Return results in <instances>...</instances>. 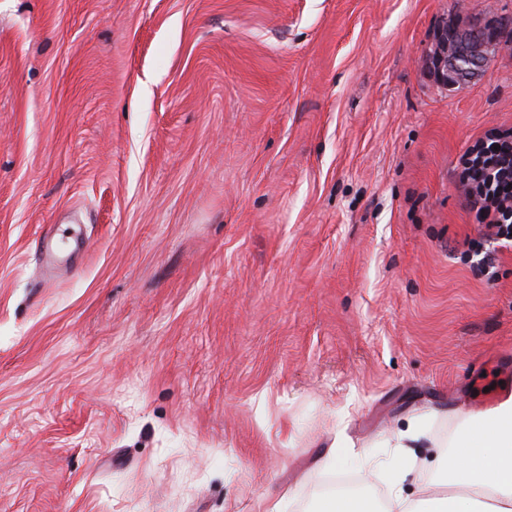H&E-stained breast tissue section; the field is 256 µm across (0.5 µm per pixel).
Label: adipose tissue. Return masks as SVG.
<instances>
[{
  "instance_id": "obj_1",
  "label": "adipose tissue",
  "mask_w": 512,
  "mask_h": 512,
  "mask_svg": "<svg viewBox=\"0 0 512 512\" xmlns=\"http://www.w3.org/2000/svg\"><path fill=\"white\" fill-rule=\"evenodd\" d=\"M443 492L412 496L402 480L388 484L381 505L364 495L336 493L322 497L320 512H512V395L470 422L463 435L449 440Z\"/></svg>"
}]
</instances>
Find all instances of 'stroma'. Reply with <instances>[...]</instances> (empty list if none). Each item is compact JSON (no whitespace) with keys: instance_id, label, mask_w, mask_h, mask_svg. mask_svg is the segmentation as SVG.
Returning <instances> with one entry per match:
<instances>
[{"instance_id":"1","label":"stroma","mask_w":512,"mask_h":512,"mask_svg":"<svg viewBox=\"0 0 512 512\" xmlns=\"http://www.w3.org/2000/svg\"><path fill=\"white\" fill-rule=\"evenodd\" d=\"M512 0H0V512H315L512 394L454 170L512 128ZM85 243L45 270L51 225ZM447 29L442 30L437 36V43L432 55V66L434 75L438 82H448V73H451V63L456 65V61L451 57V51L448 42Z\"/></svg>"}]
</instances>
